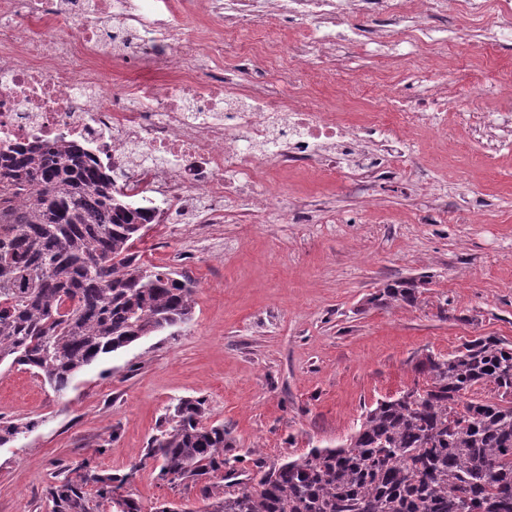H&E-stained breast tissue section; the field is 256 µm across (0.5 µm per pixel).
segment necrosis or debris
I'll list each match as a JSON object with an SVG mask.
<instances>
[{
    "label": "necrosis or debris",
    "mask_w": 512,
    "mask_h": 512,
    "mask_svg": "<svg viewBox=\"0 0 512 512\" xmlns=\"http://www.w3.org/2000/svg\"><path fill=\"white\" fill-rule=\"evenodd\" d=\"M406 0H181L180 11L204 9L220 34L204 38L178 20H157L152 0H0V148L33 140L77 141L120 177L135 200L156 207L162 224H214L224 199L261 196L270 169L309 161L349 169L367 189L376 168L362 153L375 125L352 126L313 110L297 92L296 63L335 62L336 31L352 12L406 21ZM424 12L452 11L471 22L493 16L512 29V0H420ZM279 14L314 24L310 43L274 53L227 35ZM138 50L168 80L145 86L106 83L105 69ZM238 63L224 65L226 53ZM263 56L277 87L249 80ZM112 101L101 105L104 89ZM209 207L191 213L195 197Z\"/></svg>",
    "instance_id": "obj_1"
}]
</instances>
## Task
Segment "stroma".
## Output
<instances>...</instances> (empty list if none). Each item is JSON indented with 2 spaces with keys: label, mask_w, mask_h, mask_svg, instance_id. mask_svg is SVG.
Segmentation results:
<instances>
[{
  "label": "stroma",
  "mask_w": 512,
  "mask_h": 512,
  "mask_svg": "<svg viewBox=\"0 0 512 512\" xmlns=\"http://www.w3.org/2000/svg\"><path fill=\"white\" fill-rule=\"evenodd\" d=\"M407 10L428 43L341 37L335 79L303 76L311 105L380 113L398 137L400 162L370 191L338 171L272 170V195L323 199L310 223L239 196L220 224L151 225L144 260L197 283L190 322L104 355L61 396L0 366V415L35 423L0 445V512H50L53 472L85 459L104 474L142 460L131 489L145 512L178 499L145 452L184 400L204 402L250 471L336 446L366 407L412 386L424 354L478 336L512 344V33L473 24L471 57L454 45L459 15ZM404 112L447 113V135L402 133ZM421 276L416 306L370 304Z\"/></svg>",
  "instance_id": "obj_1"
}]
</instances>
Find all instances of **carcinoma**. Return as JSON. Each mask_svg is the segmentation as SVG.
<instances>
[{
  "mask_svg": "<svg viewBox=\"0 0 512 512\" xmlns=\"http://www.w3.org/2000/svg\"><path fill=\"white\" fill-rule=\"evenodd\" d=\"M152 220L73 142L0 148V365L24 366L61 395L101 356L188 323L194 280L136 250ZM428 285L397 279L370 303L415 306ZM416 372L422 380L368 408L335 448L250 473L224 452L234 447L224 426L185 400L146 457L171 488L198 489L205 512H512V346L478 337ZM34 426L0 416V444ZM141 466H66L48 490L51 512H142L127 491Z\"/></svg>",
  "mask_w": 512,
  "mask_h": 512,
  "instance_id": "obj_1",
  "label": "carcinoma"
}]
</instances>
